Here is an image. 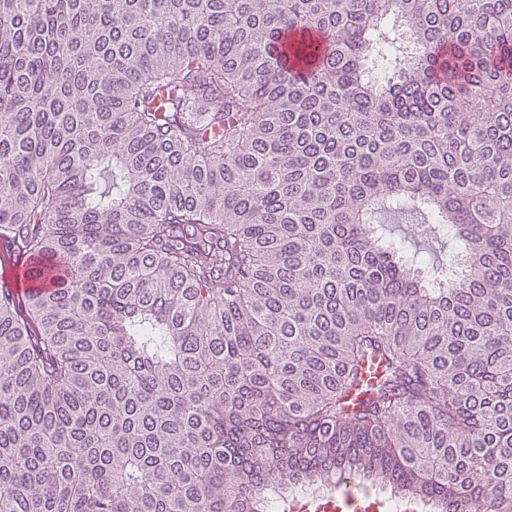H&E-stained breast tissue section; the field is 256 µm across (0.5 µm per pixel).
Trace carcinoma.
I'll use <instances>...</instances> for the list:
<instances>
[{
	"label": "carcinoma",
	"mask_w": 512,
	"mask_h": 512,
	"mask_svg": "<svg viewBox=\"0 0 512 512\" xmlns=\"http://www.w3.org/2000/svg\"><path fill=\"white\" fill-rule=\"evenodd\" d=\"M0 238V512H512V0H0Z\"/></svg>",
	"instance_id": "1"
}]
</instances>
